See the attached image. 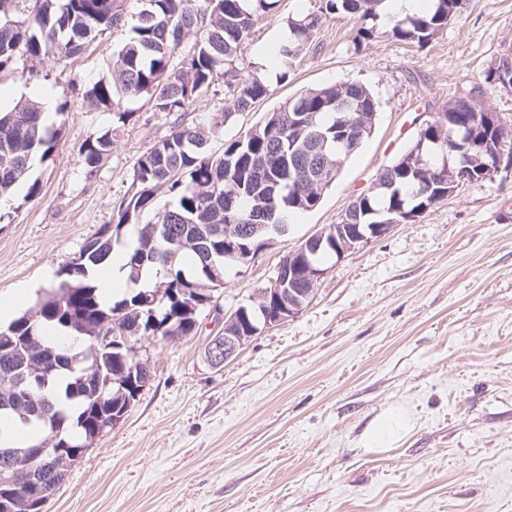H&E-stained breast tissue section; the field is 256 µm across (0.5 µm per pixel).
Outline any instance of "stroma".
I'll list each match as a JSON object with an SVG mask.
<instances>
[{
    "label": "stroma",
    "instance_id": "35a3bbf8",
    "mask_svg": "<svg viewBox=\"0 0 512 512\" xmlns=\"http://www.w3.org/2000/svg\"><path fill=\"white\" fill-rule=\"evenodd\" d=\"M314 0H280L239 55L276 45L288 17ZM356 20L327 21L291 65L275 61L272 93L232 122L216 86L185 123L211 127L207 147L256 125L301 90L357 80L379 102L372 137L344 164L318 208L301 214L254 263L228 271L230 312L268 285L280 258L322 228L461 96L512 55V0H464L457 20L418 49L385 36L355 39ZM121 33L106 32L63 61L18 53L0 70V109L31 91L62 108L52 156L33 159L39 195L1 207L0 295L53 286L60 269L113 224L142 153L173 118L145 99L86 176L79 149L111 128L83 86L110 78ZM287 81L276 82L281 69ZM307 307L262 329L232 360L205 355L218 323L180 339L138 343L152 379L116 426L68 468L47 512H512V166L465 185L383 238L326 263ZM399 423L383 439L374 432Z\"/></svg>",
    "mask_w": 512,
    "mask_h": 512
}]
</instances>
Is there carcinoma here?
<instances>
[{
    "label": "carcinoma",
    "instance_id": "obj_1",
    "mask_svg": "<svg viewBox=\"0 0 512 512\" xmlns=\"http://www.w3.org/2000/svg\"><path fill=\"white\" fill-rule=\"evenodd\" d=\"M16 0H0V69L23 49L31 58L58 60L80 53L106 31H124L112 60V77L83 92L95 110L112 113V127L92 134L79 150L86 174L97 172L112 140L133 118L128 101L144 97L156 112L177 116L170 132L137 160L132 190L121 201L114 228L89 241L79 257L60 270L56 288L32 314L25 313L0 327V413L41 426V434L22 445L24 454L13 461L0 459V512H46L45 506L71 467L109 428L98 409L107 403L124 406L131 381L152 376L147 361L128 350L99 344L98 337L117 329L133 335L181 338L194 336L208 310L201 285L208 283L205 259L221 273L235 266L224 257V226L246 224L253 215L275 212L286 224L321 203L325 192L350 155L374 133L378 101L358 81L334 82L309 89L292 102L235 138L224 151L206 149L210 129L186 125L181 119L194 100L224 83L231 103L223 122L270 95V85L237 65L242 45L259 17L275 11L279 0H148L147 15L128 25L121 0H41L39 9L15 22L9 19ZM385 0H319L317 7L288 18V42L281 55L297 57L320 27L350 16L362 22L357 40L380 33L391 40L423 46L448 28L462 9L459 0H431L430 10L390 17L379 30ZM194 34L187 54L173 63L186 36ZM490 111L469 96L458 97L438 113L407 151L377 174L350 224L407 222L406 215L434 206L448 197L450 166L462 163L464 150L476 153L485 145L491 153L472 168L474 181L493 176L495 153L512 159V130L485 123ZM353 121L359 138L336 144V124ZM322 135L319 154L324 178H309L308 142ZM60 128L39 102L18 100L0 112V196L10 197L26 184L25 197L39 194V181L26 182L30 161L47 159ZM171 204L157 208V190ZM146 211L155 221L139 223ZM133 227L127 256L130 279L155 271L154 285L106 302L91 273L112 251V236ZM269 284L258 289L255 301L234 322L235 330L250 336L263 328L258 309L268 303ZM160 295L155 305L159 322L151 320L145 302ZM81 336L86 351L76 352L71 337Z\"/></svg>",
    "mask_w": 512,
    "mask_h": 512
}]
</instances>
